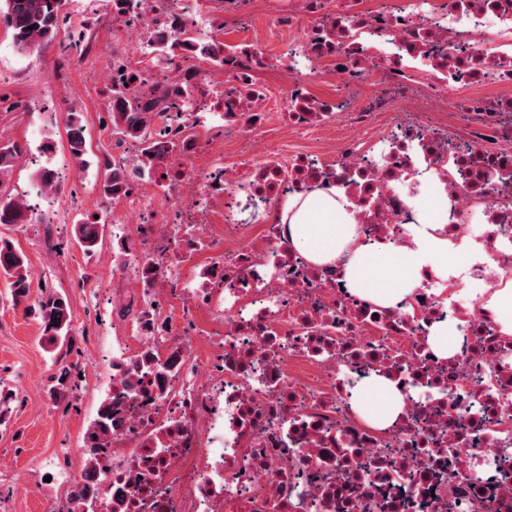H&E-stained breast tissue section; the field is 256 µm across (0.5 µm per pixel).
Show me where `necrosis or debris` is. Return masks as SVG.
<instances>
[{"mask_svg": "<svg viewBox=\"0 0 512 512\" xmlns=\"http://www.w3.org/2000/svg\"><path fill=\"white\" fill-rule=\"evenodd\" d=\"M183 3L113 0L124 43L94 39L61 56L49 80L69 85L97 63L112 92L176 104L153 113L147 146L98 158L123 173L104 206L130 225L135 257L100 286L124 318L147 298L167 305L164 320L138 324L136 349L174 364L160 383L132 357L112 363L119 413L101 455L125 480L130 512H512L502 464L512 457V335L458 279L444 302L430 279L402 309L363 301L340 268L290 249L276 221L282 197L333 184L360 206L363 236L411 246L398 185L423 165L445 184L449 233L483 247L471 275L512 277V102L471 92L512 87V0H387L367 11L342 0L306 27L303 0H290L275 24L300 35L277 88L247 45L220 63L144 54L154 38L187 42L195 24ZM325 60L347 96L370 84L368 107L312 98ZM279 96L283 134L336 124L341 148L253 162ZM233 135L242 156L228 166ZM145 149L165 162L160 177L142 165ZM202 254L199 284L182 287L177 266ZM446 317L462 344L442 358L429 333ZM371 376L404 397L383 428L351 404Z\"/></svg>", "mask_w": 512, "mask_h": 512, "instance_id": "obj_1", "label": "necrosis or debris"}]
</instances>
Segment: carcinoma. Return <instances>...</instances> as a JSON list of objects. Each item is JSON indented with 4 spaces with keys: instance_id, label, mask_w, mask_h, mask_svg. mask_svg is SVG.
Returning a JSON list of instances; mask_svg holds the SVG:
<instances>
[{
    "instance_id": "1",
    "label": "carcinoma",
    "mask_w": 512,
    "mask_h": 512,
    "mask_svg": "<svg viewBox=\"0 0 512 512\" xmlns=\"http://www.w3.org/2000/svg\"><path fill=\"white\" fill-rule=\"evenodd\" d=\"M61 5L62 0H0V18L12 30L17 49L28 51L56 38L67 22ZM160 105L162 102L159 100L142 103L126 98L112 110V126L122 137L140 140L148 133L151 110ZM21 155L22 150L16 143L0 146V176L9 172ZM32 215L33 205L23 202L22 197L0 193V224H26ZM74 236L83 252L91 255L102 241L103 222L89 224L81 220L74 224ZM0 275L7 279L14 304L29 300L31 281L26 271L25 255L13 240L2 236ZM26 311L39 321L43 344L64 357L73 351V316L66 297L52 291L44 292L34 303L27 305ZM75 367L76 364L72 362L59 365L52 377L56 397H65L75 389ZM113 414L112 395L108 394L84 435V448L89 461L87 470L94 472L101 482L107 480L109 474L98 457V451L112 436ZM98 498V488L89 484H75L70 491V501L75 509Z\"/></svg>"
}]
</instances>
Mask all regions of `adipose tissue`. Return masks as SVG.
<instances>
[{
    "instance_id": "1",
    "label": "adipose tissue",
    "mask_w": 512,
    "mask_h": 512,
    "mask_svg": "<svg viewBox=\"0 0 512 512\" xmlns=\"http://www.w3.org/2000/svg\"><path fill=\"white\" fill-rule=\"evenodd\" d=\"M407 203L415 219V249L362 238L356 205L336 188L312 186L287 196L277 210V220L292 250L315 265L341 264L353 294L372 304L396 308L410 298L427 277L447 279L449 264H462L471 244L448 234V208L443 185L435 171L412 179ZM474 293L504 333L512 334V280L492 289L479 279H467ZM354 402L372 424L391 423L402 406L399 392L386 380L366 379L356 388Z\"/></svg>"
}]
</instances>
